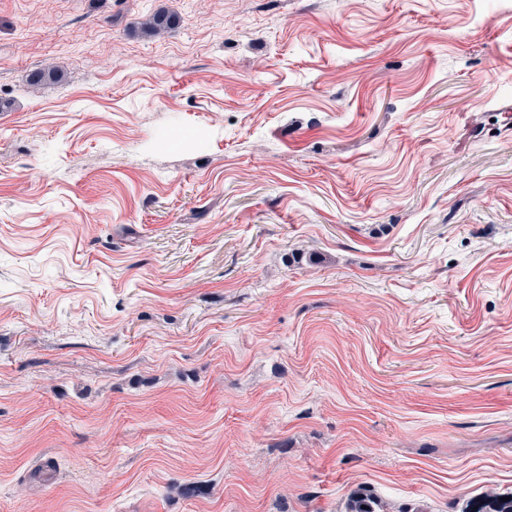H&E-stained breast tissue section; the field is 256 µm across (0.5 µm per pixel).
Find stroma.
<instances>
[{"mask_svg":"<svg viewBox=\"0 0 512 512\" xmlns=\"http://www.w3.org/2000/svg\"><path fill=\"white\" fill-rule=\"evenodd\" d=\"M359 491L512 494L505 0H0V512ZM177 23V15L165 8H159L146 20L139 22V28L149 36H159L172 29Z\"/></svg>","mask_w":512,"mask_h":512,"instance_id":"obj_1","label":"stroma"}]
</instances>
